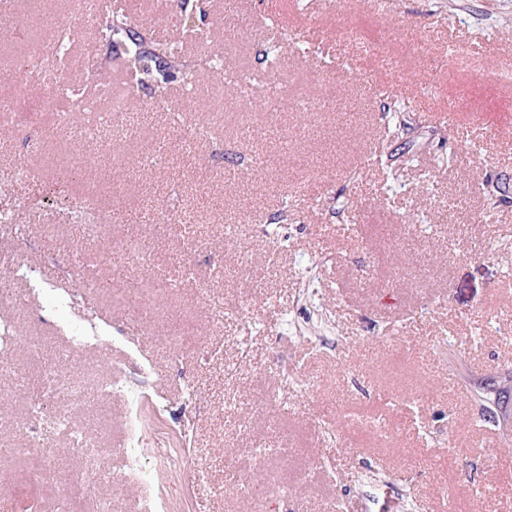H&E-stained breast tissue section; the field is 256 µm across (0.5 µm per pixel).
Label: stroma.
<instances>
[{"label":"stroma","instance_id":"obj_1","mask_svg":"<svg viewBox=\"0 0 512 512\" xmlns=\"http://www.w3.org/2000/svg\"><path fill=\"white\" fill-rule=\"evenodd\" d=\"M125 2L220 95L173 125L181 82L136 90L116 148L60 133L18 64L76 29L64 78L90 95L115 74L107 43L71 0H0V98L28 106L0 123V323L20 338L0 374V512H257L229 457L267 512H512V434L486 415L512 389V0ZM184 9L206 14L195 32ZM213 54L276 80L289 111L242 98ZM132 244L151 269L125 263ZM127 277L135 291L102 287ZM35 343L60 376L112 385L57 402L93 464L33 417Z\"/></svg>","mask_w":512,"mask_h":512}]
</instances>
